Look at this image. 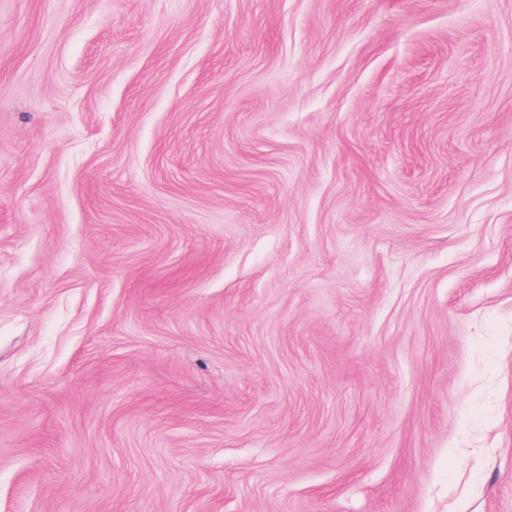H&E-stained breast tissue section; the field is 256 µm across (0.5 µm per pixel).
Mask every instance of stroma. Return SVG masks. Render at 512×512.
Here are the masks:
<instances>
[{
  "instance_id": "stroma-1",
  "label": "stroma",
  "mask_w": 512,
  "mask_h": 512,
  "mask_svg": "<svg viewBox=\"0 0 512 512\" xmlns=\"http://www.w3.org/2000/svg\"><path fill=\"white\" fill-rule=\"evenodd\" d=\"M0 512H512V0H0Z\"/></svg>"
}]
</instances>
